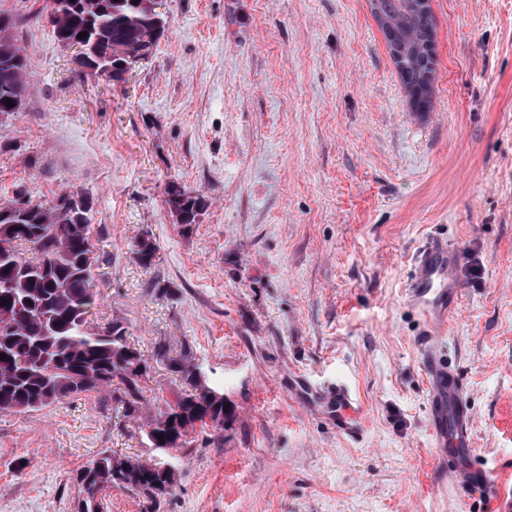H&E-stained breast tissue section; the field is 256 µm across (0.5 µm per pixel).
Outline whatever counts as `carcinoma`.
I'll list each match as a JSON object with an SVG mask.
<instances>
[{
  "mask_svg": "<svg viewBox=\"0 0 512 512\" xmlns=\"http://www.w3.org/2000/svg\"><path fill=\"white\" fill-rule=\"evenodd\" d=\"M370 13L384 19L381 27L390 52H399L410 65L400 70L406 85L413 84L426 63L423 43L433 28L431 12L420 0H369ZM159 19L144 0H65L52 19L56 37L80 42L88 33L98 56L80 61L90 78L112 77L100 59L112 46L138 43L158 25ZM21 53L15 36L0 38V113L12 109L5 99L23 100L29 87L26 65L7 66L4 60ZM168 203L177 223L190 229L205 207L202 196L173 184ZM89 202L70 193L46 208L34 204L27 190L0 204V412L42 409L72 394L108 391L116 409L142 422V432L156 458L115 457L101 452L81 471L83 491L98 492L118 485L156 504L173 483L163 473L166 449L198 426L222 429L231 413L220 390L196 375L187 359L174 362L182 385L171 390L172 399L153 409L144 396L150 380L148 358L127 340V328L118 319L98 330L88 317L98 299L94 278L97 263L92 241ZM25 244L34 251L28 258L19 251ZM142 266L155 255L153 241L139 238L131 248Z\"/></svg>",
  "mask_w": 512,
  "mask_h": 512,
  "instance_id": "cac0c4a2",
  "label": "carcinoma"
}]
</instances>
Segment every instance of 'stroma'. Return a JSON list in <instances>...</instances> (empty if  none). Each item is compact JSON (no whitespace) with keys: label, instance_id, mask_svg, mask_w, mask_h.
<instances>
[{"label":"stroma","instance_id":"stroma-1","mask_svg":"<svg viewBox=\"0 0 512 512\" xmlns=\"http://www.w3.org/2000/svg\"><path fill=\"white\" fill-rule=\"evenodd\" d=\"M45 0H0L29 91L0 123V198L90 202L99 301L145 354L189 355L234 407L172 453L156 512H493L449 474L429 428L405 294L433 234L459 252L441 352L473 409L474 461L512 500V0H431L435 79L414 108L367 0H164L125 81L86 76ZM202 195L177 224L166 189ZM156 246L154 264L134 240ZM166 293H159V286ZM147 399L179 382L150 363ZM346 382L351 440L300 404ZM151 457L105 392L0 412V512H75L99 452Z\"/></svg>","mask_w":512,"mask_h":512}]
</instances>
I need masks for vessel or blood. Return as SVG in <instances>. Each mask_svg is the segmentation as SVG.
<instances>
[{"label":"vessel or blood","instance_id":"b4317fda","mask_svg":"<svg viewBox=\"0 0 512 512\" xmlns=\"http://www.w3.org/2000/svg\"><path fill=\"white\" fill-rule=\"evenodd\" d=\"M458 255L447 240L433 237L415 254L406 287L408 302L421 309L433 330L448 323V315L457 307L461 286L456 274ZM422 370L429 386V420L438 447L445 449L448 469L471 495L494 502L500 491L492 472L475 465L471 459L473 446V415L463 386L437 344L421 349ZM300 401L319 406L343 435L356 437L361 432V410L345 385L321 388L303 383Z\"/></svg>","mask_w":512,"mask_h":512}]
</instances>
